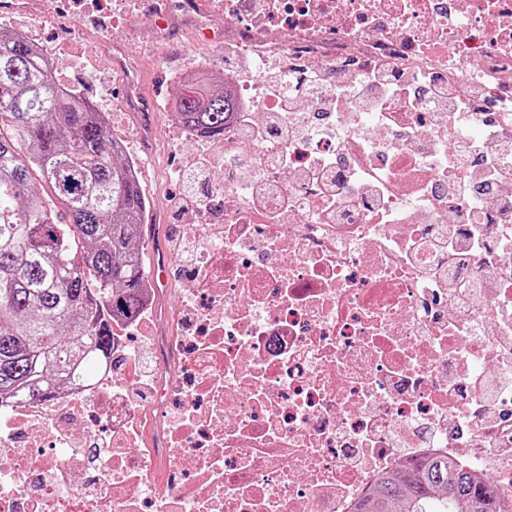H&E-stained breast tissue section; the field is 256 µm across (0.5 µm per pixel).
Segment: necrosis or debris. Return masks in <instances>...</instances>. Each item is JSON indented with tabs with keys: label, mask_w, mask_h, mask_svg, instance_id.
Returning <instances> with one entry per match:
<instances>
[{
	"label": "necrosis or debris",
	"mask_w": 512,
	"mask_h": 512,
	"mask_svg": "<svg viewBox=\"0 0 512 512\" xmlns=\"http://www.w3.org/2000/svg\"><path fill=\"white\" fill-rule=\"evenodd\" d=\"M224 17L226 47L278 58L282 99L225 66L222 220L205 202L179 228L195 254L176 315L146 279L139 313L112 325L111 366L53 400L0 403V512H354L381 476L431 456L489 479L467 423L482 412L474 368L504 372L490 311L512 307L498 243L512 106L469 137L484 173L466 194L434 132L474 81L512 99V0H224ZM357 62L385 66L351 106L368 164L402 177L393 194L359 186L316 106ZM310 71L322 88L302 83ZM282 104L307 141L257 122ZM380 107L407 122L374 119ZM251 166L256 204L237 179ZM327 190L334 220L313 223ZM461 277L476 289L465 308L450 297ZM146 350L172 370L144 377Z\"/></svg>",
	"instance_id": "obj_1"
}]
</instances>
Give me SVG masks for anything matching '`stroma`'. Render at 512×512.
<instances>
[{"label":"stroma","mask_w":512,"mask_h":512,"mask_svg":"<svg viewBox=\"0 0 512 512\" xmlns=\"http://www.w3.org/2000/svg\"><path fill=\"white\" fill-rule=\"evenodd\" d=\"M0 26L26 31L48 47L59 65V82L105 109L112 135L123 137L129 154L141 159L151 227L144 236L147 260L157 267L159 305L174 311L181 288L177 227L194 221L191 209L175 207L183 190L176 173L194 166L204 146L175 144L177 122L166 103L180 90L176 77L188 71L223 76L224 48L216 39L224 31L223 18L215 19L212 35L183 24L158 41L141 0H0ZM116 43L123 51L118 60L112 56ZM129 79L141 98L134 108L122 103Z\"/></svg>","instance_id":"stroma-1"}]
</instances>
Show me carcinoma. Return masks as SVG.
<instances>
[{
    "instance_id": "obj_1",
    "label": "carcinoma",
    "mask_w": 512,
    "mask_h": 512,
    "mask_svg": "<svg viewBox=\"0 0 512 512\" xmlns=\"http://www.w3.org/2000/svg\"><path fill=\"white\" fill-rule=\"evenodd\" d=\"M233 100L186 76L176 116L224 135ZM147 199L89 99L24 39L0 35V401L47 399L110 358L112 318L142 304ZM493 484L443 457L382 476L358 512H500Z\"/></svg>"
}]
</instances>
